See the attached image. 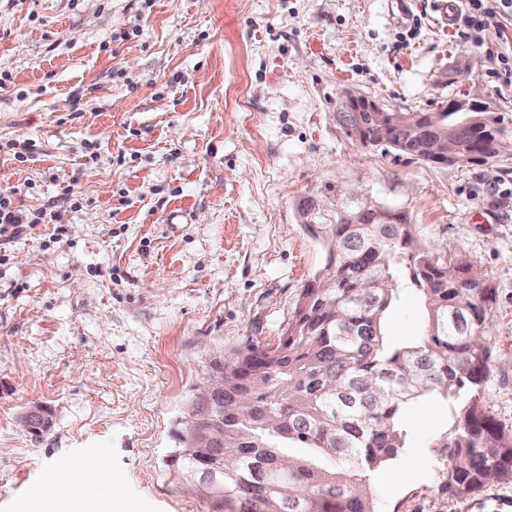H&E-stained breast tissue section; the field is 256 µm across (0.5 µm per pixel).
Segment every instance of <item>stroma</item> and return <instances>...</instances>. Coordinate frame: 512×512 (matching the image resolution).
I'll list each match as a JSON object with an SVG mask.
<instances>
[{"label":"stroma","mask_w":512,"mask_h":512,"mask_svg":"<svg viewBox=\"0 0 512 512\" xmlns=\"http://www.w3.org/2000/svg\"><path fill=\"white\" fill-rule=\"evenodd\" d=\"M0 0V198L37 224L0 248V512L47 466L106 456L136 512H213L167 459L215 349L276 342L325 264L297 204L356 188L406 213L418 245L463 258L497 292L482 385L512 429V151L435 166L363 147L336 120L354 90L394 112L468 97L512 136V86L488 32L460 43L459 0ZM35 143L27 160L13 144ZM414 291L385 333L421 334ZM34 403L51 414L27 432ZM410 448L369 476L375 512H512V478L442 489L441 405L406 415Z\"/></svg>","instance_id":"35a3bbf8"}]
</instances>
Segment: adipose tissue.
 <instances>
[{
    "label": "adipose tissue",
    "mask_w": 512,
    "mask_h": 512,
    "mask_svg": "<svg viewBox=\"0 0 512 512\" xmlns=\"http://www.w3.org/2000/svg\"><path fill=\"white\" fill-rule=\"evenodd\" d=\"M35 500L40 512H59L68 501L81 503L93 512L98 506V493L84 479L83 462L77 461L64 472L47 467Z\"/></svg>",
    "instance_id": "1"
}]
</instances>
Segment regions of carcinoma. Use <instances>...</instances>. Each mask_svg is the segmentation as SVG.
Masks as SVG:
<instances>
[{"label":"carcinoma","instance_id":"carcinoma-1","mask_svg":"<svg viewBox=\"0 0 512 512\" xmlns=\"http://www.w3.org/2000/svg\"><path fill=\"white\" fill-rule=\"evenodd\" d=\"M337 117L363 146L374 118ZM384 146L433 165L420 151L435 125L453 131L457 163L487 165L502 148V129L479 112H407ZM307 224L326 263L301 289L276 343H249L224 359V449L202 444L207 419L191 393L179 447L168 466L218 512H374L369 473L397 459L411 441L405 419L414 402L446 409L438 440L443 488L454 496L512 476V431L490 414L481 386L491 348L484 341L496 291L472 286L473 268L419 246L406 214L373 201L360 222ZM405 290L426 308L419 336L384 334L387 310ZM309 449L306 458L282 452Z\"/></svg>","mask_w":512,"mask_h":512}]
</instances>
